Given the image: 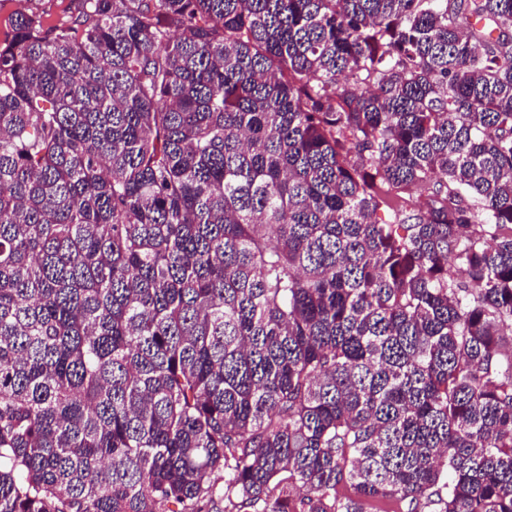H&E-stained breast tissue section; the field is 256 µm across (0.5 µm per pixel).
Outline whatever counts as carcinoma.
<instances>
[{"mask_svg":"<svg viewBox=\"0 0 512 512\" xmlns=\"http://www.w3.org/2000/svg\"><path fill=\"white\" fill-rule=\"evenodd\" d=\"M73 2L0 41V512H512V0Z\"/></svg>","mask_w":512,"mask_h":512,"instance_id":"cac0c4a2","label":"carcinoma"}]
</instances>
